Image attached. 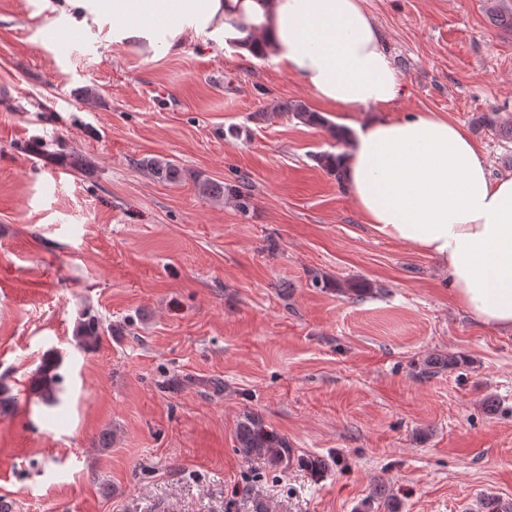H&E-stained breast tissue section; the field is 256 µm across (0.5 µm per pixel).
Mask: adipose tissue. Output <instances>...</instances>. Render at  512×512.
Here are the masks:
<instances>
[{
    "label": "adipose tissue",
    "mask_w": 512,
    "mask_h": 512,
    "mask_svg": "<svg viewBox=\"0 0 512 512\" xmlns=\"http://www.w3.org/2000/svg\"><path fill=\"white\" fill-rule=\"evenodd\" d=\"M63 3L75 26L111 23L116 43L169 54L195 39L284 66L352 127L344 187L370 228L435 258L462 308L512 332V175H492L463 128L438 114L380 117L404 86L362 0Z\"/></svg>",
    "instance_id": "ef3b65f1"
}]
</instances>
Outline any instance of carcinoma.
<instances>
[{"instance_id":"cac0c4a2","label":"carcinoma","mask_w":512,"mask_h":512,"mask_svg":"<svg viewBox=\"0 0 512 512\" xmlns=\"http://www.w3.org/2000/svg\"><path fill=\"white\" fill-rule=\"evenodd\" d=\"M282 111L292 115L300 123L308 126H326V120L318 112L310 110L302 103L285 104ZM338 155L323 152L314 156V160L328 172L334 174L337 180H343V174L336 166ZM145 166L153 175L161 180L170 181L177 174V168L169 162L148 160ZM202 193L212 196L228 195L233 198L239 209L247 211L251 207V193L245 185H223L206 181L201 186ZM104 329L97 315L86 311L77 321L73 336L79 347L90 350L98 346ZM59 359L50 354L44 358L36 377L29 386V395L36 402L47 407H53L60 403L61 376L58 373ZM236 448L246 459H262L274 467L288 468L293 462V451L288 446L285 438L277 435L263 422L262 418L252 412L242 415L236 427Z\"/></svg>"}]
</instances>
